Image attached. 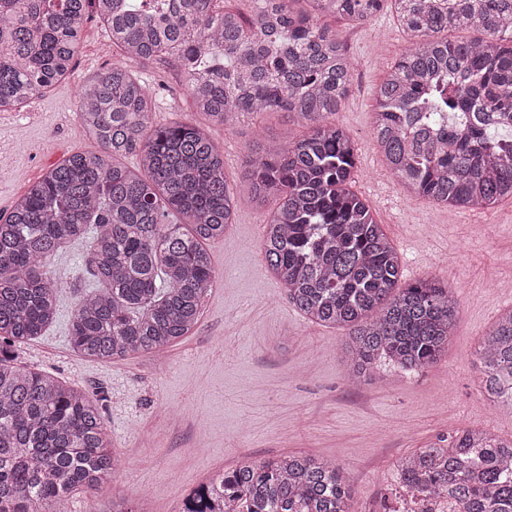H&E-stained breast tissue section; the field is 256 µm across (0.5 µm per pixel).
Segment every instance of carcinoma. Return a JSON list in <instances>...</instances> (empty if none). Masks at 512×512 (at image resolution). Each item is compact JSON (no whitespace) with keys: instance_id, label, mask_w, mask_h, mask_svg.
<instances>
[{"instance_id":"carcinoma-1","label":"carcinoma","mask_w":512,"mask_h":512,"mask_svg":"<svg viewBox=\"0 0 512 512\" xmlns=\"http://www.w3.org/2000/svg\"><path fill=\"white\" fill-rule=\"evenodd\" d=\"M0 0V112L19 111L65 78L94 10L127 61L81 87L79 115L98 149L74 153L0 214V512H67L72 493L96 494L114 454L86 392L15 364L16 344L55 321L51 258L86 242L72 283L71 341L112 361L161 355L199 322L215 283L207 243L237 215L222 154L191 123L158 125L130 65L176 70L212 125L272 110L307 132L253 143L244 162L254 201H278L260 250L288 301L309 322L348 330L353 384L383 358L409 374L448 347L460 304L432 279L401 285V256L350 185L358 144L330 117L342 107L353 61L324 18L358 23L390 6L411 40L375 92L373 134L408 193L458 210L512 199V0ZM450 29L480 33L450 41ZM138 157L133 171L121 163ZM483 394L512 414V309L478 351ZM404 488L448 498V512H512V439L465 428L448 444L402 458ZM339 465L282 454L243 461L193 489L179 512H353ZM95 512H138L126 499Z\"/></svg>"}]
</instances>
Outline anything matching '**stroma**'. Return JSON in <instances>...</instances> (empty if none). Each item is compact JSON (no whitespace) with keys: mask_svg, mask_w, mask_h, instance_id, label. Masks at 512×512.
Returning <instances> with one entry per match:
<instances>
[{"mask_svg":"<svg viewBox=\"0 0 512 512\" xmlns=\"http://www.w3.org/2000/svg\"><path fill=\"white\" fill-rule=\"evenodd\" d=\"M354 63L350 93L334 117L359 147L355 192L364 194L398 250L403 283L433 279L460 303L454 335L439 361L417 375L385 362L374 379L351 387L341 362L347 332L307 321L271 275L259 248L269 206H257L243 176L256 133L304 134L301 122L271 111L230 128L208 125L169 69L136 66L159 124L205 127L238 187V216L207 248L218 277L198 324L163 359L137 353L103 362L75 353L67 333L82 273L84 243L50 263L64 289L54 323L17 349L19 365L53 374L105 398L103 421L120 460L101 493L122 494L144 512H178L185 494L245 460L286 453L335 460L353 490L355 512H386L404 456L476 428L512 438V414L484 398L476 351L512 296L489 286L488 271L512 278V199L493 208L452 211L406 194L388 174L371 135L374 92L409 46L390 10L359 26L336 20ZM98 17L83 28L73 72L16 112H0V214L29 182L72 153L94 149L78 116L85 80L122 59Z\"/></svg>","mask_w":512,"mask_h":512,"instance_id":"obj_1","label":"stroma"}]
</instances>
